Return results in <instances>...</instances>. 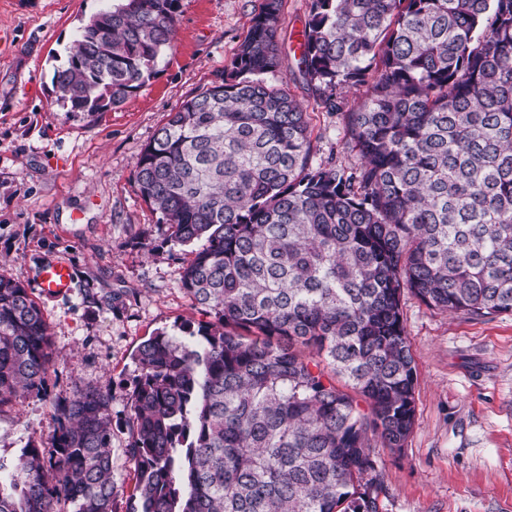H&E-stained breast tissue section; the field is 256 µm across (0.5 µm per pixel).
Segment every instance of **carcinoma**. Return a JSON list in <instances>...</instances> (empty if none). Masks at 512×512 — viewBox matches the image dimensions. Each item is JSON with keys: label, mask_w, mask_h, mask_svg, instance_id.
Wrapping results in <instances>:
<instances>
[{"label": "carcinoma", "mask_w": 512, "mask_h": 512, "mask_svg": "<svg viewBox=\"0 0 512 512\" xmlns=\"http://www.w3.org/2000/svg\"><path fill=\"white\" fill-rule=\"evenodd\" d=\"M282 6L263 0L222 82L136 163L170 240L195 246L180 283L213 320L137 349L128 512H379L376 449L400 452L416 415L403 294L512 314V0H310L299 74L343 130L319 162L306 108L270 79ZM178 9L93 14L56 100L89 116L122 104L173 46ZM357 87L366 99L342 111ZM50 346L39 305L1 274L0 407L44 390ZM109 405L85 390L58 408L52 452L0 458V512H113Z\"/></svg>", "instance_id": "carcinoma-1"}]
</instances>
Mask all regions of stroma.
I'll list each match as a JSON object with an SVG mask.
<instances>
[{"label":"stroma","instance_id":"obj_1","mask_svg":"<svg viewBox=\"0 0 512 512\" xmlns=\"http://www.w3.org/2000/svg\"><path fill=\"white\" fill-rule=\"evenodd\" d=\"M262 0H180L173 47L123 104L68 113L52 87L82 23L106 0H0V274L30 288L52 340L48 394L0 408V457L51 448L60 403L109 394L118 494L127 512L134 465L126 406L136 347L203 314L182 290L185 247L142 198L135 166L171 112L224 68ZM49 260L77 288H34ZM417 365L414 428L401 452L378 451L379 512H512V314L473 318L402 299Z\"/></svg>","mask_w":512,"mask_h":512}]
</instances>
